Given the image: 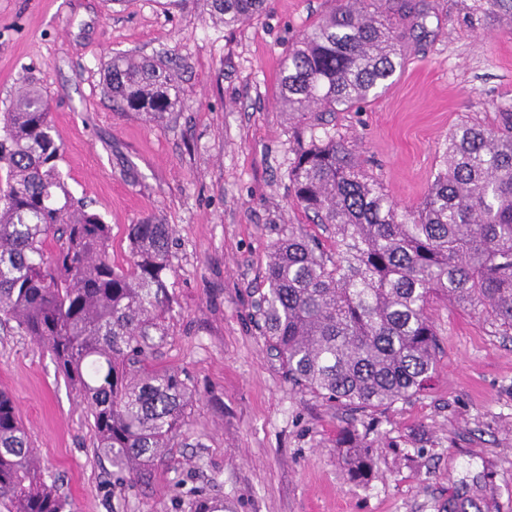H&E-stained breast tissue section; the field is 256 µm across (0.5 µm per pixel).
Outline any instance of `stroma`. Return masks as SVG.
<instances>
[{
	"label": "stroma",
	"instance_id": "stroma-1",
	"mask_svg": "<svg viewBox=\"0 0 512 512\" xmlns=\"http://www.w3.org/2000/svg\"><path fill=\"white\" fill-rule=\"evenodd\" d=\"M211 0H0V113L24 85L49 102L75 196L112 227L174 229L164 365L200 391L173 457L149 486L118 484L98 457L84 404L30 337L0 329V390L71 512H446L484 477L483 512H512V335L478 312L433 300L439 353L429 388L373 424V472L353 484L336 446L345 414L285 379L255 320L271 247L302 225L331 232L293 201L294 124L279 104L284 49L338 0H268L236 29ZM425 29L379 97L331 116L370 174L418 206L459 124L494 126L512 106V11L492 0H425ZM136 53L169 67L187 100L166 123L113 111L105 67Z\"/></svg>",
	"mask_w": 512,
	"mask_h": 512
}]
</instances>
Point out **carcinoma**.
<instances>
[{"instance_id":"carcinoma-1","label":"carcinoma","mask_w":512,"mask_h":512,"mask_svg":"<svg viewBox=\"0 0 512 512\" xmlns=\"http://www.w3.org/2000/svg\"><path fill=\"white\" fill-rule=\"evenodd\" d=\"M233 29L266 0H211ZM411 0H339L283 58L280 104L297 125L288 180L296 203L332 231L336 256L300 227L275 243L256 301L257 325L288 381L338 410H378L424 390L435 370L434 298L512 334V113L495 127L450 134L418 207L400 210L349 142L305 131L378 96L402 66L406 32L425 19ZM117 112L156 125L185 102L173 75L126 54L106 65ZM50 106L27 86L0 114V325L52 355L87 404L96 451L118 484H149L172 455L199 390L158 362L168 335L173 228L129 225L127 266L110 255L111 225L69 189ZM355 421L340 429L347 475L372 460ZM479 494L448 512H481ZM69 500L31 448L12 397L0 391V512H67Z\"/></svg>"}]
</instances>
